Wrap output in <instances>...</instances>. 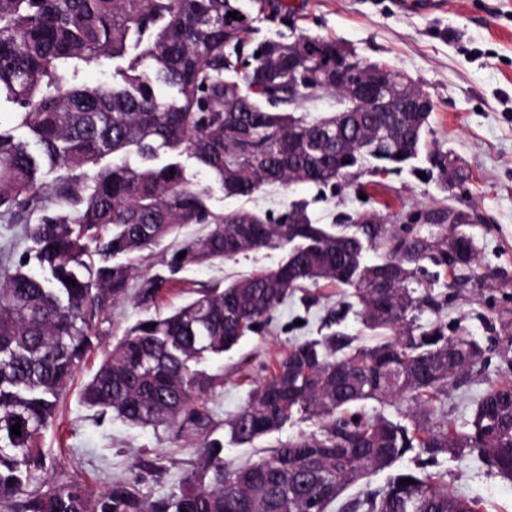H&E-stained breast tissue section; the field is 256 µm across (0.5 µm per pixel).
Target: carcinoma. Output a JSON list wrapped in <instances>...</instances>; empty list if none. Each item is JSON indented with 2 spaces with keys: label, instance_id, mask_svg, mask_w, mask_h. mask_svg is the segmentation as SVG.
I'll list each match as a JSON object with an SVG mask.
<instances>
[{
  "label": "carcinoma",
  "instance_id": "carcinoma-1",
  "mask_svg": "<svg viewBox=\"0 0 512 512\" xmlns=\"http://www.w3.org/2000/svg\"><path fill=\"white\" fill-rule=\"evenodd\" d=\"M239 0H0V97L15 103L11 121L33 142L0 123V216L25 222L33 247L0 277V506L8 512H482L479 501L448 490L443 479L397 470L363 496L346 490L392 467L406 454L435 458L473 448L512 479V380L477 401L470 431L427 405L472 371L486 349L448 325L418 323L438 306L417 278L426 258L457 271L475 262L473 238L429 244L421 228L355 225L352 234L312 222L291 203L278 220L252 211L215 212L205 188L177 162L155 165L166 149L193 158L228 197L249 198L266 185H352L377 169L401 171L426 153V175L448 184V154L424 135L429 112H336L309 119L284 110L304 79L336 92V75L353 65L330 38L309 37L316 64L294 42L269 40L248 57L252 17L226 23ZM102 59H121L120 80L89 86L80 75ZM175 90L169 99L156 86ZM377 127L386 137H360ZM137 154L100 165L108 155ZM57 173L51 183L46 173ZM40 216L30 222L33 213ZM205 232L183 240L157 274L140 285L154 303L180 271L286 248L276 268L228 284L210 283L166 315L126 328L84 384L83 404L105 419L137 427L205 431L199 407L213 377L200 365L256 331L305 284L354 289L364 324L383 339L355 345L333 332L293 345L225 422L230 441L250 445L280 431L294 415L318 418L317 434L279 442L258 459L224 462V441L206 439L178 491L148 502L116 481L94 494L45 477L43 433L52 425L74 375L93 347L97 325L128 297L139 276L132 258L188 225ZM370 250L382 252L368 263ZM183 258H178L179 253ZM455 260L448 263V253ZM123 256L127 261L117 263ZM70 278L72 285L65 282ZM412 402V427L375 414L346 415L358 403ZM21 424V435L10 434ZM410 478L406 484L402 479Z\"/></svg>",
  "mask_w": 512,
  "mask_h": 512
}]
</instances>
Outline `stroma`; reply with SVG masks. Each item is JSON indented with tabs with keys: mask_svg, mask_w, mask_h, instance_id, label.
<instances>
[{
	"mask_svg": "<svg viewBox=\"0 0 512 512\" xmlns=\"http://www.w3.org/2000/svg\"><path fill=\"white\" fill-rule=\"evenodd\" d=\"M292 25L258 17L251 47L267 40L293 41L301 35L328 37L358 58L394 65L419 83L435 102L429 142L448 154L462 176L440 186L410 171L373 177L360 186L272 185L248 199L228 197L195 160L184 159L188 177L208 190L217 212L241 208L274 216L289 202L303 200L313 222L340 223L346 216L377 213L387 223L418 224L428 241L457 232L475 243L474 273L455 279L430 260L418 272L440 302L419 321L442 319L449 332L464 333L481 345H496L464 380L449 386L437 414L466 429L476 401L492 384L512 377L503 344L512 336V0H283ZM456 223H449V215ZM286 250L262 248L214 265L192 267L165 289L155 307L129 298L97 327L96 347L75 375L55 424L44 434L51 453L45 462L53 481L84 482L101 492L113 481L136 483L148 501L169 497L196 465L203 433L175 427H135L118 418L98 419L79 391L95 372L102 354L122 331L150 310L168 312L186 291L216 280L230 281L276 268ZM342 332L356 343L372 341L352 289L329 282L295 289L258 333L244 336L233 349L203 365L219 381L199 404L214 424H223L266 378V366L295 343ZM317 419L298 416L278 436L250 445L224 444L225 462L239 465L265 455L275 440L319 432ZM430 472L441 474L449 489L478 499L484 512H512V480L499 476L478 454L439 455Z\"/></svg>",
	"mask_w": 512,
	"mask_h": 512,
	"instance_id": "obj_1",
	"label": "stroma"
}]
</instances>
